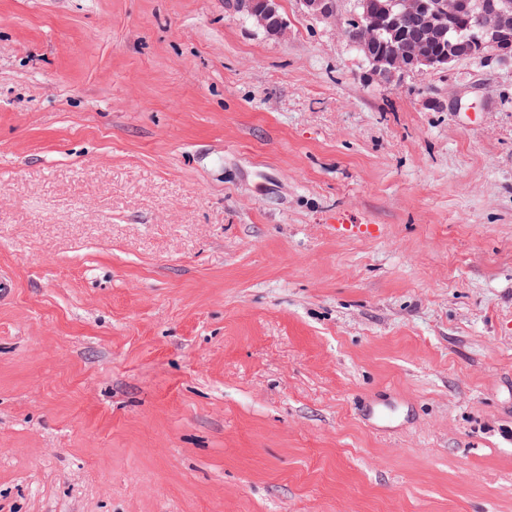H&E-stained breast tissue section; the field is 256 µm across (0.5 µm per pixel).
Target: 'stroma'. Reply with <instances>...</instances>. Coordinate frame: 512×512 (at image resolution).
Returning a JSON list of instances; mask_svg holds the SVG:
<instances>
[{"label": "stroma", "mask_w": 512, "mask_h": 512, "mask_svg": "<svg viewBox=\"0 0 512 512\" xmlns=\"http://www.w3.org/2000/svg\"><path fill=\"white\" fill-rule=\"evenodd\" d=\"M280 9L0 0V512H512V61ZM236 7L257 27L265 29L275 38L287 37L288 28L278 13L279 0H236Z\"/></svg>", "instance_id": "stroma-1"}]
</instances>
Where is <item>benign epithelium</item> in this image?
Returning a JSON list of instances; mask_svg holds the SVG:
<instances>
[{
    "label": "benign epithelium",
    "mask_w": 512,
    "mask_h": 512,
    "mask_svg": "<svg viewBox=\"0 0 512 512\" xmlns=\"http://www.w3.org/2000/svg\"><path fill=\"white\" fill-rule=\"evenodd\" d=\"M300 4L311 16L327 21L336 20V7L326 0H300ZM236 7L257 27L278 39L287 37L288 28L278 13L279 0H236ZM505 15L502 0H482L480 3V10L474 15L473 28L477 35L486 40V44H512V27L506 23ZM403 18L418 22L408 46V53L416 58L419 69L433 71L445 63L452 65L457 62V58L451 55L445 59L421 53V45L443 32V27L436 22L435 12L429 10L425 0H391L388 10L382 16L367 7L362 13L361 21L366 30L373 32L377 29L389 30Z\"/></svg>",
    "instance_id": "1"
}]
</instances>
